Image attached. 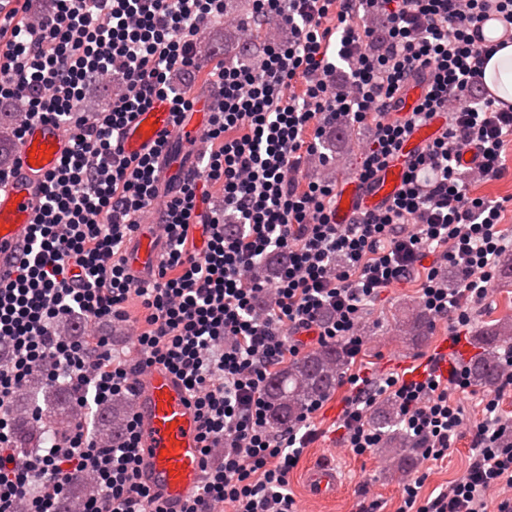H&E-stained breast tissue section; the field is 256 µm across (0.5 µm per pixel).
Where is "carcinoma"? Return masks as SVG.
Segmentation results:
<instances>
[{"label": "carcinoma", "instance_id": "carcinoma-1", "mask_svg": "<svg viewBox=\"0 0 512 512\" xmlns=\"http://www.w3.org/2000/svg\"><path fill=\"white\" fill-rule=\"evenodd\" d=\"M236 38L241 51L245 52L263 40L265 35L263 29L251 26L246 31H238ZM19 116L18 112L0 111V165L10 162L13 133ZM427 323L426 314L419 312L403 319L401 326L418 336ZM475 342L481 352L469 365L470 380L475 385L492 386L499 375L501 350L512 345V320H499L480 327ZM347 361L348 353L343 346L325 345L275 372L265 393L270 425L280 428L297 422L310 404L334 389ZM40 397L46 406V410L41 412L42 417L54 430L67 431L76 420L73 391L66 386L45 383L44 373L38 369L19 392L16 406L24 410L35 409ZM127 408L126 399L118 397L112 400V405L98 411L96 432L100 443L106 445L117 437ZM400 423L399 411L390 400L379 405L370 419L371 426L388 445L387 458L391 466L405 471L410 466L405 449L412 447L415 440L400 429ZM97 491L96 478L91 474L82 476L75 491L64 500L61 512H84L87 499Z\"/></svg>", "mask_w": 512, "mask_h": 512}]
</instances>
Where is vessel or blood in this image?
<instances>
[{
	"label": "vessel or blood",
	"instance_id": "b4317fda",
	"mask_svg": "<svg viewBox=\"0 0 512 512\" xmlns=\"http://www.w3.org/2000/svg\"><path fill=\"white\" fill-rule=\"evenodd\" d=\"M207 121V116L191 112L181 126H174L168 102L159 100L128 127L123 148L129 154H143L165 139L172 148L194 155L203 143ZM438 131L435 123L416 129L373 183L349 180L338 199L337 223H349L356 208H373L390 200L411 159ZM70 147L71 138L63 128L51 122L27 123L18 148L19 173L0 185V284L14 279L13 258L27 229L38 219L42 187ZM161 244L160 229L141 233L128 254L131 274L148 279L162 260ZM467 351L464 341L444 339L430 366L417 367L409 377L419 379L429 369L447 377L453 358ZM136 407L143 448L142 478L167 512H179L201 477L195 407L179 379L160 366L139 376ZM307 482L316 496L323 497L337 490L339 476L333 465L322 464L309 470Z\"/></svg>",
	"mask_w": 512,
	"mask_h": 512
}]
</instances>
